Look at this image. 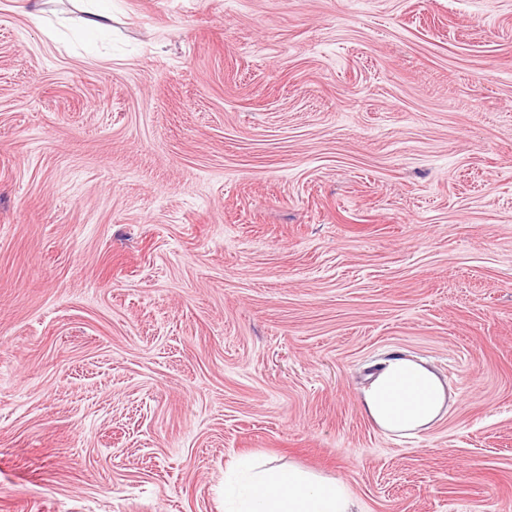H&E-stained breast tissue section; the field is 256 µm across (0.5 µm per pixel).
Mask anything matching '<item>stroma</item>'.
I'll return each mask as SVG.
<instances>
[{
  "label": "stroma",
  "instance_id": "35a3bbf8",
  "mask_svg": "<svg viewBox=\"0 0 512 512\" xmlns=\"http://www.w3.org/2000/svg\"><path fill=\"white\" fill-rule=\"evenodd\" d=\"M83 20L0 0V512H224L244 458L512 512V0ZM395 351L453 394L413 438ZM445 383L424 361L396 352L364 389L362 407L385 434L417 436L446 412Z\"/></svg>",
  "mask_w": 512,
  "mask_h": 512
}]
</instances>
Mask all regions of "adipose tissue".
<instances>
[{
  "instance_id": "adipose-tissue-1",
  "label": "adipose tissue",
  "mask_w": 512,
  "mask_h": 512,
  "mask_svg": "<svg viewBox=\"0 0 512 512\" xmlns=\"http://www.w3.org/2000/svg\"><path fill=\"white\" fill-rule=\"evenodd\" d=\"M445 383L424 361L396 352L364 389L362 407L384 433L416 436L447 409ZM228 512H356L349 488L291 468H249L224 487Z\"/></svg>"
}]
</instances>
